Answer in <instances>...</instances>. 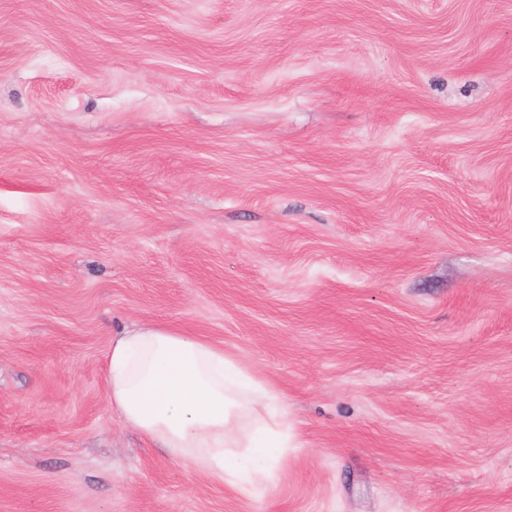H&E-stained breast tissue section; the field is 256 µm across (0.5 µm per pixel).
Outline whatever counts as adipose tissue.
Wrapping results in <instances>:
<instances>
[{
    "mask_svg": "<svg viewBox=\"0 0 512 512\" xmlns=\"http://www.w3.org/2000/svg\"><path fill=\"white\" fill-rule=\"evenodd\" d=\"M109 404L171 457L234 490L265 474L288 445L276 393L223 349L157 325L113 335Z\"/></svg>",
    "mask_w": 512,
    "mask_h": 512,
    "instance_id": "ef3b65f1",
    "label": "adipose tissue"
}]
</instances>
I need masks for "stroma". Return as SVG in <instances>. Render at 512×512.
Instances as JSON below:
<instances>
[{
	"label": "stroma",
	"mask_w": 512,
	"mask_h": 512,
	"mask_svg": "<svg viewBox=\"0 0 512 512\" xmlns=\"http://www.w3.org/2000/svg\"><path fill=\"white\" fill-rule=\"evenodd\" d=\"M145 324L267 480L112 413ZM0 512H512V0H0ZM108 385L126 424L228 488L245 490L268 473L276 448H288L275 391L202 338L157 325L121 331Z\"/></svg>",
	"instance_id": "35a3bbf8"
}]
</instances>
